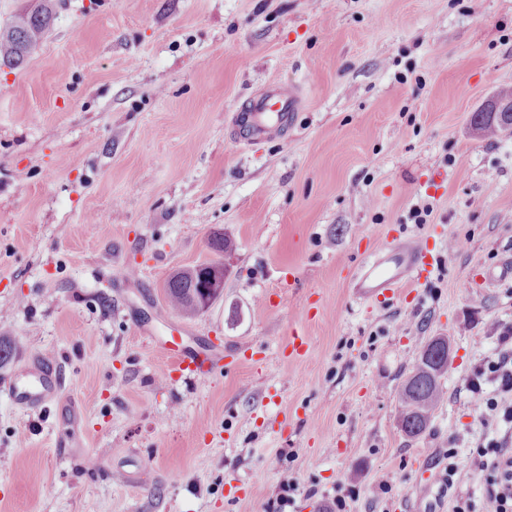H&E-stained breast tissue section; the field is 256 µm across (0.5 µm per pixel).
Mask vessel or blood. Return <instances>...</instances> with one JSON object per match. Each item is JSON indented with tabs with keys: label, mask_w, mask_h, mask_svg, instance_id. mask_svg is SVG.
Returning a JSON list of instances; mask_svg holds the SVG:
<instances>
[{
	"label": "vessel or blood",
	"mask_w": 512,
	"mask_h": 512,
	"mask_svg": "<svg viewBox=\"0 0 512 512\" xmlns=\"http://www.w3.org/2000/svg\"><path fill=\"white\" fill-rule=\"evenodd\" d=\"M297 105L295 88L284 85L278 86L267 96L248 99L237 118L239 140L250 142L262 139L288 127ZM429 255V250L423 245L409 243L397 253L376 256L361 271L357 283L359 294L370 298L394 297L404 284L418 281L427 273ZM58 387L57 378L41 370L35 374L34 386L13 388L10 396L15 402L32 405L55 392Z\"/></svg>",
	"instance_id": "b4317fda"
}]
</instances>
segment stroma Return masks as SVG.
<instances>
[{
    "instance_id": "obj_1",
    "label": "stroma",
    "mask_w": 512,
    "mask_h": 512,
    "mask_svg": "<svg viewBox=\"0 0 512 512\" xmlns=\"http://www.w3.org/2000/svg\"><path fill=\"white\" fill-rule=\"evenodd\" d=\"M52 5L37 54L0 65V512H450L452 448L481 498L472 449L512 446L475 404L512 352V133L470 120L512 89V0ZM280 85L301 96L287 134L233 139ZM404 242L434 275L357 295L365 259ZM214 260L222 295L172 310L170 275ZM438 336L446 398L411 438L400 393ZM177 349L210 371L165 382ZM44 360L60 393L16 404Z\"/></svg>"
}]
</instances>
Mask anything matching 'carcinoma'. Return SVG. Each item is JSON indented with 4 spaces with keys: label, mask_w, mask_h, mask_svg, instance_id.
Here are the masks:
<instances>
[{
    "label": "carcinoma",
    "mask_w": 512,
    "mask_h": 512,
    "mask_svg": "<svg viewBox=\"0 0 512 512\" xmlns=\"http://www.w3.org/2000/svg\"><path fill=\"white\" fill-rule=\"evenodd\" d=\"M52 11L50 6L18 16L13 23L0 31V63L10 68L22 66L36 53L40 39L50 26ZM473 130L480 137H495L506 128L477 112L473 116ZM207 267L203 265L181 269L170 276L165 285V293L171 308L185 314L195 315L198 307L195 298L202 295L201 286L206 277ZM424 350L431 352V364L435 370L429 375L417 367L407 379L400 397L399 423L410 437L424 433L431 424L432 413L444 397L441 378L448 373L451 358L448 351L438 350L434 341L425 344Z\"/></svg>",
    "instance_id": "cac0c4a2"
}]
</instances>
